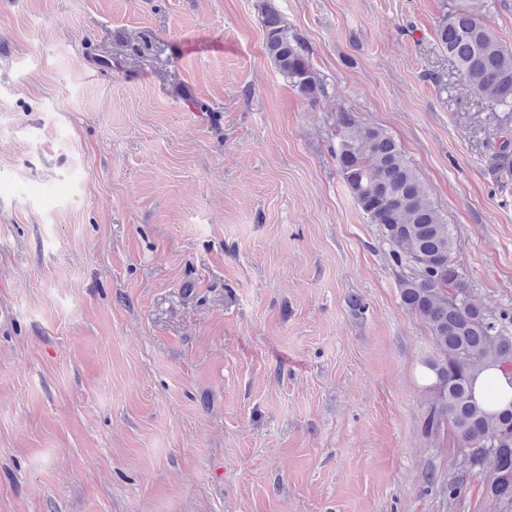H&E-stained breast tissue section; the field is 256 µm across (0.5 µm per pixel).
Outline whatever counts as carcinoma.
I'll return each instance as SVG.
<instances>
[{"instance_id": "obj_1", "label": "carcinoma", "mask_w": 512, "mask_h": 512, "mask_svg": "<svg viewBox=\"0 0 512 512\" xmlns=\"http://www.w3.org/2000/svg\"><path fill=\"white\" fill-rule=\"evenodd\" d=\"M262 24L268 57L302 98L315 100L324 86L300 39L268 4ZM435 39L482 99L512 112V48L483 18L457 4L438 22ZM335 155L355 203L389 246L402 306L430 329L435 356L425 365L436 376L435 398L424 428L430 435L448 429L458 448L448 474L425 472L424 490L453 509L466 501L474 479L496 512H512V403L493 414L473 397L475 376L488 364L512 373V312L474 302L450 225L394 138L342 111Z\"/></svg>"}]
</instances>
